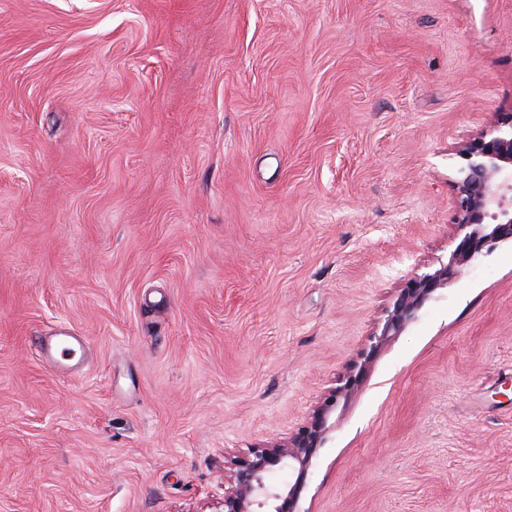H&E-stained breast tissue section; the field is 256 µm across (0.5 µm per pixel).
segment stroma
Wrapping results in <instances>:
<instances>
[{
  "label": "stroma",
  "mask_w": 512,
  "mask_h": 512,
  "mask_svg": "<svg viewBox=\"0 0 512 512\" xmlns=\"http://www.w3.org/2000/svg\"><path fill=\"white\" fill-rule=\"evenodd\" d=\"M502 112L512 0H0V512H216L447 262ZM298 508L512 512L511 245L365 361ZM79 349L84 350L82 338L73 334L69 328L60 326L52 335L43 338L42 361L52 367L57 375L66 376L73 370L70 358Z\"/></svg>",
  "instance_id": "1"
}]
</instances>
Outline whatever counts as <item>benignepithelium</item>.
I'll use <instances>...</instances> for the list:
<instances>
[{
  "label": "benign epithelium",
  "mask_w": 512,
  "mask_h": 512,
  "mask_svg": "<svg viewBox=\"0 0 512 512\" xmlns=\"http://www.w3.org/2000/svg\"><path fill=\"white\" fill-rule=\"evenodd\" d=\"M461 159L452 181L454 239L458 240L447 263L401 283L384 309V318L371 335L370 356L389 337L413 320L423 303L438 289L448 287L462 267L478 256L512 243V113L497 119L487 131L457 149ZM356 366L343 375L327 401L313 409L310 421L290 436L248 449L242 455L224 451V496L220 512H298L304 478L316 448L325 439L328 413L341 395L359 383ZM296 474L293 483L274 486L267 474L275 467Z\"/></svg>",
  "instance_id": "benign-epithelium-1"
}]
</instances>
